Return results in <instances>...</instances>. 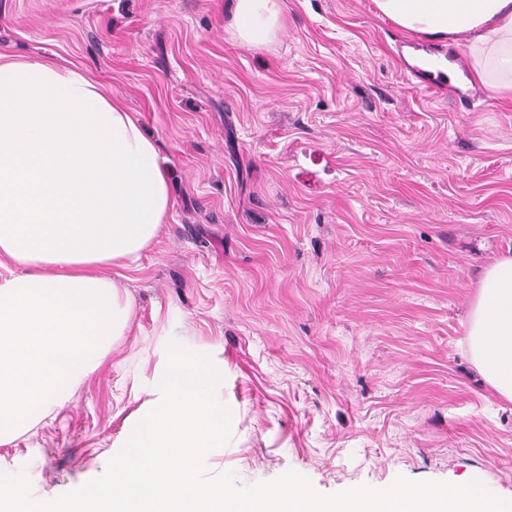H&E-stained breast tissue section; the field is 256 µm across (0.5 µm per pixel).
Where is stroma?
<instances>
[{"mask_svg":"<svg viewBox=\"0 0 512 512\" xmlns=\"http://www.w3.org/2000/svg\"><path fill=\"white\" fill-rule=\"evenodd\" d=\"M226 0H0V57L75 63L136 112L172 183L127 336L64 409L0 446L49 500L99 477L170 340L223 371L209 473L293 470L323 493L396 476L512 499V404L462 340L478 276L512 250V98L434 93L373 0H283L247 47Z\"/></svg>","mask_w":512,"mask_h":512,"instance_id":"1","label":"stroma"}]
</instances>
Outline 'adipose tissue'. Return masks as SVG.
Masks as SVG:
<instances>
[{
    "mask_svg": "<svg viewBox=\"0 0 512 512\" xmlns=\"http://www.w3.org/2000/svg\"><path fill=\"white\" fill-rule=\"evenodd\" d=\"M405 31L465 36L482 86L512 94V0H374ZM283 0H232L229 30L273 41ZM172 206L154 139L83 68L0 62V445L63 407L125 335L133 302L112 267L136 265ZM473 367L512 403V254L470 302Z\"/></svg>",
    "mask_w": 512,
    "mask_h": 512,
    "instance_id": "ef3b65f1",
    "label": "adipose tissue"
}]
</instances>
